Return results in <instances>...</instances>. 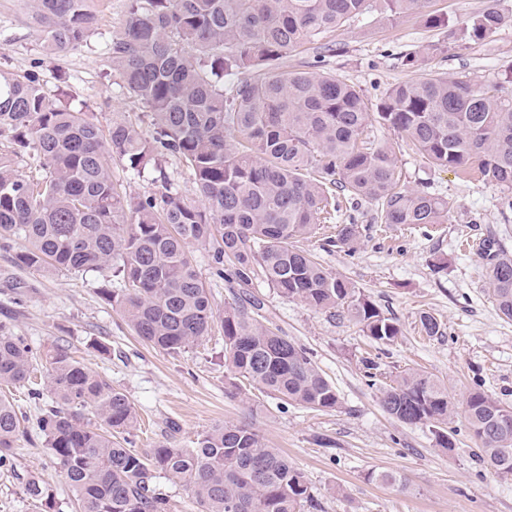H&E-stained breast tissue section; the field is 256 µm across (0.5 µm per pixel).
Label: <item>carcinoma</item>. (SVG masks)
Listing matches in <instances>:
<instances>
[{
    "mask_svg": "<svg viewBox=\"0 0 512 512\" xmlns=\"http://www.w3.org/2000/svg\"><path fill=\"white\" fill-rule=\"evenodd\" d=\"M426 0H383L392 16L421 14ZM371 0H126L124 26L106 55L119 85L144 109L151 133L112 122L103 133L87 112L49 95L34 75L0 73V245L23 242L17 266L40 272L94 273L99 293L142 340L177 355L224 334L233 375L224 394L274 395L314 411L340 407L336 389L305 349L262 315L255 296L235 297L217 316L191 247L211 253L217 272L241 288L261 278L280 296L316 311L346 313L377 345L401 335L347 279L329 272L299 242L335 218L336 194L377 207V222L425 227L448 219L449 202L399 185L392 147L366 140L377 123L397 133L424 162L507 191L512 211V84L478 85L422 73L391 87L369 111L361 90L328 73L281 72L306 44L336 54L329 36L367 14ZM33 23L45 48L65 55L86 43L96 17L88 0H33ZM500 0L463 22L427 14L459 46L490 37L506 19ZM188 171L198 204L188 202L163 168L167 157ZM26 157L37 176L19 171ZM138 174L150 167L157 191L122 189L110 160ZM360 235L349 220L326 244L343 248ZM487 278L500 314L512 320V256L489 253ZM421 331L443 335L440 321L419 315ZM47 388L24 337L0 325V386L42 402L37 427L76 494L77 512H168L156 474L184 483L200 512H305L317 509L304 474L249 425H219L187 448L130 447L138 414L128 395L64 346L46 354ZM381 406L421 426L448 451L455 407L434 375L405 370L383 390ZM464 418L479 440V458L512 476V410L481 391L464 400ZM26 416L0 394V467L28 436ZM24 495L48 502L37 480Z\"/></svg>",
    "mask_w": 512,
    "mask_h": 512,
    "instance_id": "obj_1",
    "label": "carcinoma"
}]
</instances>
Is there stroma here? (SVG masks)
Returning a JSON list of instances; mask_svg holds the SVG:
<instances>
[{"label":"stroma","instance_id":"35a3bbf8","mask_svg":"<svg viewBox=\"0 0 512 512\" xmlns=\"http://www.w3.org/2000/svg\"><path fill=\"white\" fill-rule=\"evenodd\" d=\"M31 0H0V72L31 73L55 87L65 75L73 108L92 113L102 129L113 121H137L141 108L116 84L103 54L112 32L126 20L125 0H92L96 29L86 45L63 56L46 54L30 19ZM444 30L417 15L391 17L375 11L336 33L342 49L325 66L361 89L369 104L409 77L400 55L423 56V70L469 76L483 85L512 79V22L490 38L447 55H429ZM400 183L448 199V221L424 230L374 220L365 201L356 212L360 238L344 250L305 241L322 265L351 281L402 334L375 348L360 325L281 297L262 280L250 293L264 302V316L304 348L335 386L340 409L312 411L256 395L242 403L224 394L221 330L172 356L141 341L120 312L107 304L89 277L65 271L31 272L16 266L19 243L0 248V323L25 337L37 358L53 345L72 355L113 386L126 391L141 418L134 447L186 446L222 424H247L281 449L309 483L319 512H512V477L497 474L476 456L477 443L463 415L453 423V451L443 450L424 428L391 418L381 405L388 380L417 368L445 382L455 406L480 390L512 407V321L496 308L487 280L484 246L499 243L512 254V220L501 214L503 192L478 175L462 176L422 162L408 150L397 154ZM479 241L463 250L461 242ZM434 315L443 335L420 330L419 314ZM105 343L100 353L95 342ZM378 352L384 377L369 381L361 359ZM407 476V486L372 481L371 472ZM51 496L37 505L26 498L29 479ZM74 494L39 435L20 440L9 468L0 467V512H74Z\"/></svg>","mask_w":512,"mask_h":512}]
</instances>
